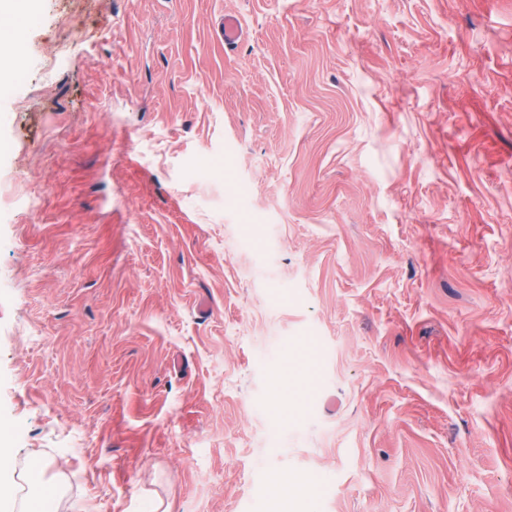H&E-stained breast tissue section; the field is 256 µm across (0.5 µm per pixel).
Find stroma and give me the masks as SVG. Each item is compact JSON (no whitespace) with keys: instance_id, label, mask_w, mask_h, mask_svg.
<instances>
[{"instance_id":"35a3bbf8","label":"stroma","mask_w":512,"mask_h":512,"mask_svg":"<svg viewBox=\"0 0 512 512\" xmlns=\"http://www.w3.org/2000/svg\"><path fill=\"white\" fill-rule=\"evenodd\" d=\"M37 4L0 69L13 512L36 463L49 512H267L274 472L296 512H512V0ZM221 40L224 41V49L237 46L245 37L240 20L234 15H225L223 29H220ZM270 478L278 494L275 508L267 512H293L295 502L310 494L312 484L307 477L273 473Z\"/></svg>"}]
</instances>
